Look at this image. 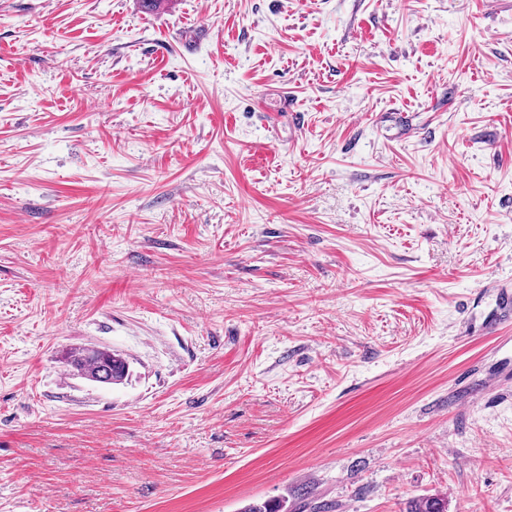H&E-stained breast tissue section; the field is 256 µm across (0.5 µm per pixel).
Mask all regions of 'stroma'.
I'll return each mask as SVG.
<instances>
[{"instance_id":"1","label":"stroma","mask_w":512,"mask_h":512,"mask_svg":"<svg viewBox=\"0 0 512 512\" xmlns=\"http://www.w3.org/2000/svg\"><path fill=\"white\" fill-rule=\"evenodd\" d=\"M498 288L512 0H0V512H512ZM91 348H75L67 354L66 364L73 375H77L93 382L118 384L128 374L126 360L110 349L98 348L95 352Z\"/></svg>"}]
</instances>
